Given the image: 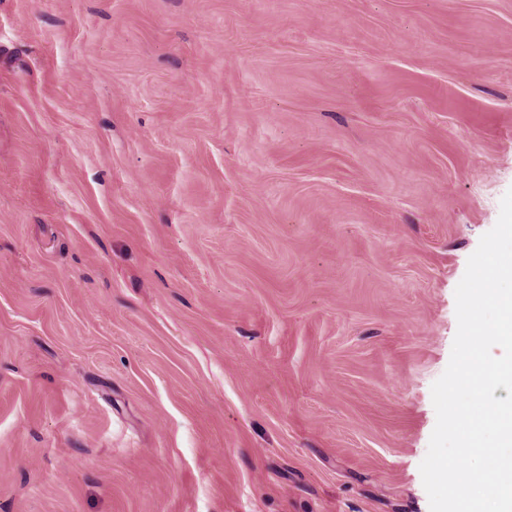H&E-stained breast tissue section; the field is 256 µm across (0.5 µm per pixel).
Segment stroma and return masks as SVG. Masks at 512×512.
<instances>
[{
  "mask_svg": "<svg viewBox=\"0 0 512 512\" xmlns=\"http://www.w3.org/2000/svg\"><path fill=\"white\" fill-rule=\"evenodd\" d=\"M512 188V0H0V512H429Z\"/></svg>",
  "mask_w": 512,
  "mask_h": 512,
  "instance_id": "obj_1",
  "label": "stroma"
}]
</instances>
